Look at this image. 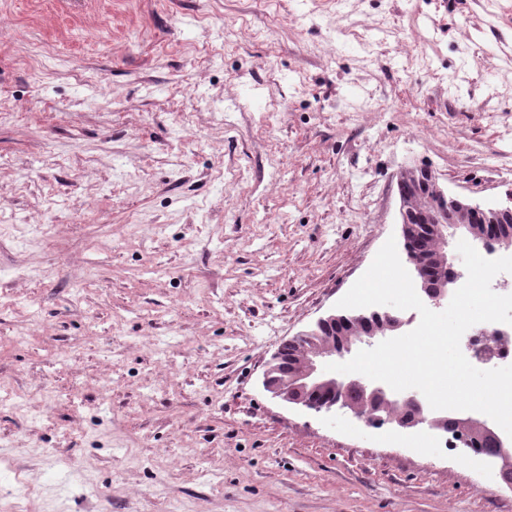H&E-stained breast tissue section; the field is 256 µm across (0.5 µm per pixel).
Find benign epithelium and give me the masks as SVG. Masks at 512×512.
Segmentation results:
<instances>
[{"mask_svg": "<svg viewBox=\"0 0 512 512\" xmlns=\"http://www.w3.org/2000/svg\"><path fill=\"white\" fill-rule=\"evenodd\" d=\"M423 174L432 179L436 193L444 202L436 215L430 212L427 199L404 191L407 183ZM397 185L405 261L412 268L414 285L420 289L427 307L439 309L447 305L463 278V273L454 268L448 256V237L478 242L492 253L512 250V238L497 229L498 224L512 219V193L508 195L507 204L482 205L466 196L444 191L436 175L427 168L405 170ZM422 224L432 229L427 241L422 238ZM413 320L414 317L406 318L394 307L322 317L299 337L323 335L331 337L330 342L317 352L303 350L294 370L286 378L278 376L281 358L280 352H275L264 373L263 388L273 399L315 413H330L336 409L349 412L368 427L385 424L399 430L425 429L440 434L448 414L452 413L472 431L492 438L501 448L502 468H508L512 465V439L494 422L463 411L433 410L416 389L396 392L383 382L358 374L324 370L329 360H343L355 349L372 348L384 340L405 334ZM336 386L359 388L368 411L358 410L340 397L333 401L319 399L322 391ZM405 405L413 407L415 415L408 417L396 413V409Z\"/></svg>", "mask_w": 512, "mask_h": 512, "instance_id": "7a95c632", "label": "benign epithelium"}]
</instances>
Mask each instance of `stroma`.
I'll return each mask as SVG.
<instances>
[{"label":"stroma","instance_id":"1","mask_svg":"<svg viewBox=\"0 0 512 512\" xmlns=\"http://www.w3.org/2000/svg\"><path fill=\"white\" fill-rule=\"evenodd\" d=\"M411 167L512 190V0H0V512H512L262 386Z\"/></svg>","mask_w":512,"mask_h":512}]
</instances>
